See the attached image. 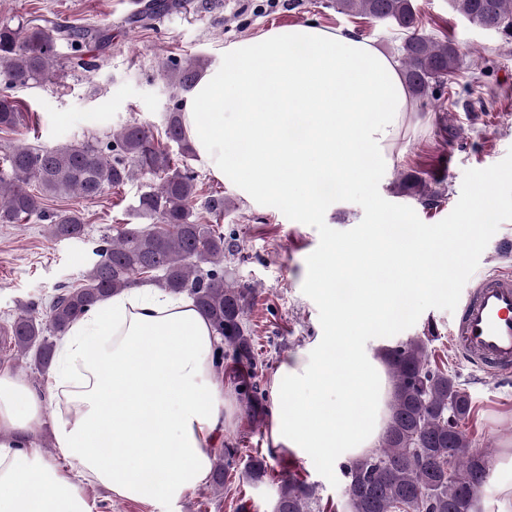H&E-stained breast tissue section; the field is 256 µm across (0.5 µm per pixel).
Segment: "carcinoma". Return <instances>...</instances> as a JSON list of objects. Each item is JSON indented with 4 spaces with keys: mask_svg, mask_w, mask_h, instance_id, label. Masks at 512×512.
Listing matches in <instances>:
<instances>
[{
    "mask_svg": "<svg viewBox=\"0 0 512 512\" xmlns=\"http://www.w3.org/2000/svg\"><path fill=\"white\" fill-rule=\"evenodd\" d=\"M450 7L469 22L487 27L506 38L512 36V0H449ZM180 7V0H139L131 22L144 26L164 12ZM336 11L384 21L399 35L398 61L409 94L429 96L445 107L444 89L457 76L460 53L448 37L424 32L413 0H334ZM66 41L71 65L86 68L85 50L91 41L109 40L106 31L56 27H27L13 20L0 21V67L5 90L0 92V133L17 131L25 124L21 104L10 94L19 87L38 85L53 75L55 48ZM203 57L170 60L163 66L177 93L189 91L207 67ZM165 138L176 145L173 154L160 146L152 130L132 121L112 132L111 138L53 146L13 144L0 157V224H18L36 217L49 223L56 240L85 234L78 210L49 212L47 198L93 200L107 188L155 177L132 207L138 224H127L103 240L98 259L75 287H63L45 310L36 303L20 305L7 327L15 360H31L46 369L54 355V336L78 319L87 307L144 282L171 294H187L212 322L224 341L223 358L237 390L248 406L259 400L257 386L239 379L238 369L256 365L248 311L254 289L236 282L224 271L231 241L219 224L196 221L195 209L219 219L229 211L220 194L204 195L198 175L188 165L195 152L183 125L181 103L174 104L164 128ZM401 192L424 205L438 191L419 177L406 176ZM393 382L390 420L380 448L344 466L349 512H472L489 467L461 423L472 404L457 376L432 363L425 340L413 338L386 348ZM236 450L219 451L213 467L212 489L224 490L226 473ZM268 464L263 456L250 459L247 477L263 481ZM311 486L289 475L280 485L274 512H310Z\"/></svg>",
    "mask_w": 512,
    "mask_h": 512,
    "instance_id": "carcinoma-1",
    "label": "carcinoma"
}]
</instances>
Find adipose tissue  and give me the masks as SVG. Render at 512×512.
Returning a JSON list of instances; mask_svg holds the SVG:
<instances>
[{"instance_id":"1","label":"adipose tissue","mask_w":512,"mask_h":512,"mask_svg":"<svg viewBox=\"0 0 512 512\" xmlns=\"http://www.w3.org/2000/svg\"><path fill=\"white\" fill-rule=\"evenodd\" d=\"M410 98L397 62L351 31L298 24L224 48L183 101L201 164L247 197L278 196L308 215L324 187L363 182L398 138ZM389 280L354 288L345 332L283 359L272 383L270 448L329 462L368 455L390 419L388 366L358 330L396 317L420 275L435 274L426 236L378 227ZM221 344L184 295L146 283L104 297L56 340L43 387L0 371V512H93L90 485L172 504L204 484L231 416L216 373ZM347 358L338 367L337 354ZM50 425L59 459L27 438Z\"/></svg>"}]
</instances>
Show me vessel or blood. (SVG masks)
Wrapping results in <instances>:
<instances>
[{"instance_id":"b4317fda","label":"vessel or blood","mask_w":512,"mask_h":512,"mask_svg":"<svg viewBox=\"0 0 512 512\" xmlns=\"http://www.w3.org/2000/svg\"><path fill=\"white\" fill-rule=\"evenodd\" d=\"M453 345L473 367L512 370V273H486L462 300L451 332Z\"/></svg>"}]
</instances>
